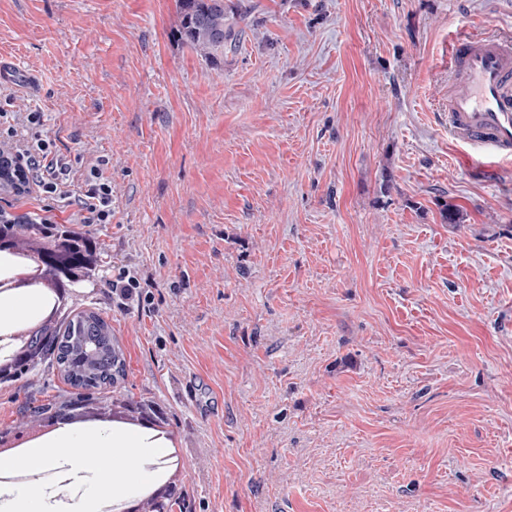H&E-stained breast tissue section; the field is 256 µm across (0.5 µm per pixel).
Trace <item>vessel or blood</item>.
Returning a JSON list of instances; mask_svg holds the SVG:
<instances>
[{
    "mask_svg": "<svg viewBox=\"0 0 512 512\" xmlns=\"http://www.w3.org/2000/svg\"><path fill=\"white\" fill-rule=\"evenodd\" d=\"M448 86V131L494 160L512 159V40L459 39Z\"/></svg>",
    "mask_w": 512,
    "mask_h": 512,
    "instance_id": "obj_1",
    "label": "vessel or blood"
}]
</instances>
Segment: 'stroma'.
I'll return each mask as SVG.
<instances>
[{"instance_id":"35a3bbf8","label":"stroma","mask_w":512,"mask_h":512,"mask_svg":"<svg viewBox=\"0 0 512 512\" xmlns=\"http://www.w3.org/2000/svg\"><path fill=\"white\" fill-rule=\"evenodd\" d=\"M224 11L211 64L176 0H0L14 110L73 196L97 160L112 183L102 262L51 327L96 311L124 363L83 395L25 365L0 432L49 403L163 434L171 512H512V164L448 133L451 46L512 37V0ZM123 271L149 304L113 301Z\"/></svg>"}]
</instances>
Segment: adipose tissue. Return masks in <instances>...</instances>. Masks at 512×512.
I'll return each mask as SVG.
<instances>
[{
    "mask_svg": "<svg viewBox=\"0 0 512 512\" xmlns=\"http://www.w3.org/2000/svg\"><path fill=\"white\" fill-rule=\"evenodd\" d=\"M40 289H18L0 296V334L8 335L42 308ZM164 443L128 427L111 431L100 424L80 431L67 423L45 437L42 445L31 448L23 458L25 468L45 472L58 465H69L73 475L83 477L93 492L81 497L72 512H99L103 496L114 494L125 484L146 482L150 473L144 462L159 456ZM52 496L48 486L36 483L0 487V512H51Z\"/></svg>",
    "mask_w": 512,
    "mask_h": 512,
    "instance_id": "obj_1",
    "label": "adipose tissue"
}]
</instances>
